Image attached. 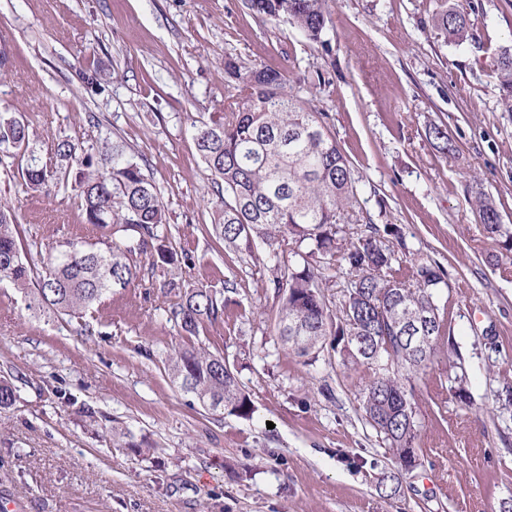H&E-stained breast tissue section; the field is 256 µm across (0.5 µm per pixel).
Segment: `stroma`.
I'll return each instance as SVG.
<instances>
[{"mask_svg":"<svg viewBox=\"0 0 512 512\" xmlns=\"http://www.w3.org/2000/svg\"><path fill=\"white\" fill-rule=\"evenodd\" d=\"M471 37L444 41L440 0H330L314 43L245 0H0V111L22 113L42 164L62 139L112 140L145 159L183 279L225 287L224 315L197 343L224 355L254 413L203 407L172 382L186 336L162 270L112 294L81 324L36 314L0 281V504L14 512H500L512 503V252L484 232V191L512 225V112L494 72L512 44V0H462ZM94 51L109 80L78 78ZM238 75L266 65L326 123L347 156L358 202L350 243L394 224L411 252L448 272L455 346L416 385L422 465L399 493L379 489L394 464L361 409L358 372L340 356L304 363L282 346L262 264L210 235L215 184L193 124L221 112ZM445 126L455 150L425 130ZM24 158L0 164V203L17 214L35 265L55 241H92L63 185L27 193ZM494 328L497 350L485 347ZM463 362L470 403L441 386Z\"/></svg>","mask_w":512,"mask_h":512,"instance_id":"35a3bbf8","label":"stroma"}]
</instances>
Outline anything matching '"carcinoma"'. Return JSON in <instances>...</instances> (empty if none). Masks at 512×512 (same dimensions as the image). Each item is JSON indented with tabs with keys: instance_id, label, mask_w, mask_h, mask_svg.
<instances>
[{
	"instance_id": "carcinoma-1",
	"label": "carcinoma",
	"mask_w": 512,
	"mask_h": 512,
	"mask_svg": "<svg viewBox=\"0 0 512 512\" xmlns=\"http://www.w3.org/2000/svg\"><path fill=\"white\" fill-rule=\"evenodd\" d=\"M254 13L283 19L314 42L330 23L328 0H247ZM445 39L462 44L470 37L463 5L442 6L431 19ZM505 106L512 112V45L495 58ZM283 71L260 67L241 78L224 114L194 126L199 155L215 176L217 202L213 230L236 252L259 259L272 272L279 299L275 329L288 350L315 361L325 350L339 352L342 365L366 373L361 402L398 467V476L421 465V426L413 380L427 375L450 336L448 273L437 262L414 257L400 231L391 224L368 225V233L343 247V225L357 203L348 161L322 114L291 95ZM435 149L452 150L448 130L426 128ZM28 153L21 170L28 191L47 192L57 172L39 164L30 148L28 126L17 112H0V149ZM54 154L64 173L74 172L75 196L85 223L101 232L94 243L63 238L37 272L23 247L15 216L0 205V280L24 295L28 308L69 319H81L118 290L140 285L141 263L151 269L176 267L189 259L174 248L165 206L143 164L124 146L103 145L96 151L62 139ZM477 213L486 232L512 250V228L500 221L490 198L480 193ZM387 236L396 244H385ZM409 257L412 282L401 279L395 263ZM337 266L348 278L338 309L326 299L320 261ZM177 292L171 319L188 336H197L224 315V290L164 282ZM173 381L210 410L247 419L249 396L224 357L186 344L168 358ZM448 381L459 399H469L464 366H454Z\"/></svg>"
}]
</instances>
